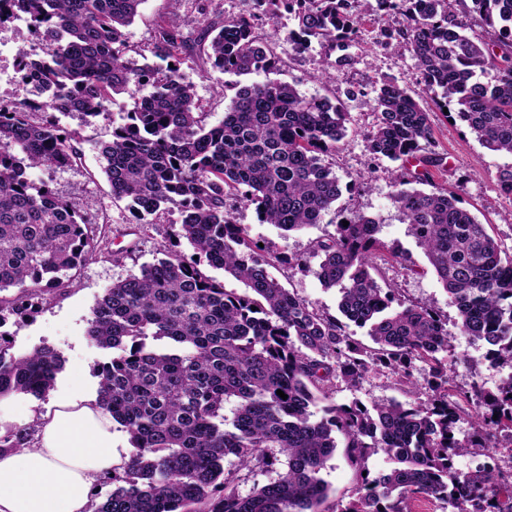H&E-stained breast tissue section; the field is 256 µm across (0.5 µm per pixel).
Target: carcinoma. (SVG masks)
<instances>
[{"label": "carcinoma", "instance_id": "carcinoma-1", "mask_svg": "<svg viewBox=\"0 0 512 512\" xmlns=\"http://www.w3.org/2000/svg\"><path fill=\"white\" fill-rule=\"evenodd\" d=\"M41 37L21 56L39 55L45 79L62 86L58 107L103 115L112 96L138 91L134 110L103 144V172L112 196L129 200L140 224L168 208L181 212L179 236L188 257L166 247L163 258L112 284L93 309L87 337L112 351L97 364L98 400L129 435V460L101 481L112 486L93 512H327L321 471L343 439L357 467L354 492L332 512H409L418 499L443 501L456 512H512V483L488 465L461 474L454 458L512 436V374L494 392L475 385L463 393L479 409L471 438H457L462 406L448 399V377L437 354L452 347L448 320L430 305L392 308L393 289L371 274L384 248L379 221L341 216L336 235L310 243L320 257L317 277L339 288L340 317L317 311L271 275V258L247 228L232 221L236 203L255 206L261 221L285 231L318 224L342 195L321 155L345 135L348 113L325 98L308 97L285 82L238 87L224 120L205 123L194 85L181 72L188 40L172 24L158 31L163 69L125 59V28L144 0H19ZM295 27L286 38L299 49L328 44L335 66L349 64L348 42L359 23L352 0H282ZM405 18L399 43L416 59L438 109L457 116L487 149L512 155V0H378ZM474 15L493 36L465 34L452 5ZM210 39L212 67L238 75L275 67L271 45L250 18L218 14L199 22ZM496 71L493 83L478 74ZM379 123L367 150L391 161L416 158L431 138L429 113L390 80L374 88ZM40 90L0 105V144L29 164L73 165L71 137L32 119L43 111ZM395 178L394 203L456 308L455 327L491 349L487 360L512 368V255L459 199L444 188L422 191ZM348 225H343V222ZM98 241L79 205L47 184L22 176L14 156L0 153V326L37 310L52 291L69 286L96 254ZM242 282L243 294L206 275L202 263ZM12 287L15 294L8 293ZM367 329L372 345L354 342L347 323ZM169 340L159 350L148 339ZM0 331V396L39 400L53 389L62 355L49 345L15 356ZM432 364L439 380L421 398L412 362ZM371 370L406 385L409 400L367 408L353 401L313 411L315 390L329 376L355 383ZM288 395L282 399L277 391ZM28 433L0 435V449L22 448ZM382 450L394 462L371 474L367 460ZM236 468L224 470L228 457ZM243 469L275 477L251 495L237 492Z\"/></svg>", "mask_w": 512, "mask_h": 512}]
</instances>
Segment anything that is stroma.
<instances>
[{
  "label": "stroma",
  "mask_w": 512,
  "mask_h": 512,
  "mask_svg": "<svg viewBox=\"0 0 512 512\" xmlns=\"http://www.w3.org/2000/svg\"><path fill=\"white\" fill-rule=\"evenodd\" d=\"M216 8L228 17L257 16L256 34L266 38L279 59L277 68L257 74V81L290 83L305 95L343 106L348 114L344 138L323 157L345 190L336 209L329 211L321 223L287 234L261 222L254 206L239 205L232 214L234 222L245 225L250 237L262 243L266 252L279 256L271 274L314 308L337 315L339 291L322 286L316 276L320 260L308 255L307 249L310 241L335 235L339 210L359 211L378 219V237L388 249L410 257L406 263L374 260V276L380 288L394 289L397 303L429 304L448 319H456L455 307L449 305L447 293L393 202L394 177L400 169L411 175L428 172L429 180L422 183V190L438 185L453 192L462 206L486 225L503 252L512 254V195L504 194L497 181L498 169L512 164V157L483 147L454 113L435 106L420 80L412 53L385 44L387 33L403 26V16L385 13L377 0H359L356 4L361 18L359 32L349 49L351 61L341 68L333 65L335 52L317 44L299 51L286 40L293 21L282 0H144L134 22L125 30L129 66L155 62L160 24L172 22L184 37L193 40L198 36L202 12ZM182 70L194 85L208 124L221 122L234 95V76L210 67L200 68L194 54L185 56ZM325 71L330 74L326 82L320 79ZM383 79L397 83L428 111L432 138L426 153L440 158V165L426 168L413 159L398 164L369 154L365 136L378 124L379 115L368 101L374 95L375 83ZM134 103V98L122 93L116 95L105 117L90 118L76 112L36 115L37 120H52L68 132L81 160L64 168L28 167L24 175L47 182L59 196L77 201L85 217L94 223L102 251L81 268L71 286L48 295L42 308L24 317H9L0 326L11 339L13 354L24 355L47 344L65 359L46 399L18 395L21 428H32L31 413L45 411L50 401L75 394L96 395L99 379L94 368L105 361L107 354L89 341L86 332L93 309L106 289L155 263L164 246L175 243L183 253L192 251L178 236L181 216L177 208H169L156 223H136L128 200L113 198L102 171L101 147L111 140L113 126L122 124L125 112L133 109ZM452 346L443 362L454 391L469 389L475 383L492 391L512 372L492 366L485 358V345L468 336L455 334ZM325 389L330 400L339 404L356 400L372 406L407 399L405 386L386 371L369 372L353 386L337 378ZM321 476L329 487L327 503L331 506L348 500L356 486L355 471L341 447L327 461Z\"/></svg>",
  "instance_id": "stroma-1"
}]
</instances>
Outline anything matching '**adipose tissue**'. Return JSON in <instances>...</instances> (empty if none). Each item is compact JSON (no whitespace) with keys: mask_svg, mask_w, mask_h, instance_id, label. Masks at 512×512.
<instances>
[{"mask_svg":"<svg viewBox=\"0 0 512 512\" xmlns=\"http://www.w3.org/2000/svg\"><path fill=\"white\" fill-rule=\"evenodd\" d=\"M97 400L70 397L40 416L36 443L0 452V512H87L96 481L128 461Z\"/></svg>","mask_w":512,"mask_h":512,"instance_id":"obj_1","label":"adipose tissue"}]
</instances>
